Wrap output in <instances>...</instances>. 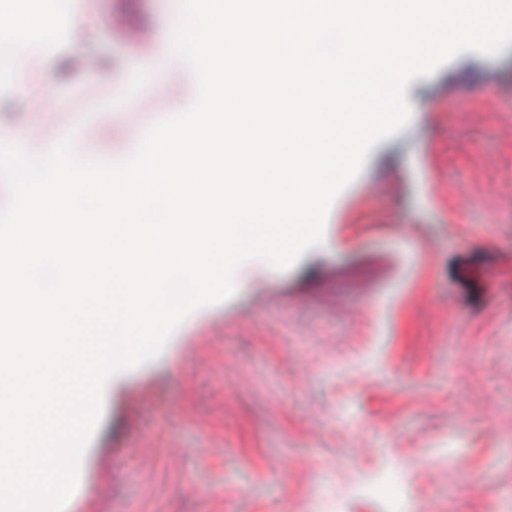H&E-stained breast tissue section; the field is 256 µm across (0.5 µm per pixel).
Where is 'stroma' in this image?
Wrapping results in <instances>:
<instances>
[{
    "label": "stroma",
    "instance_id": "obj_1",
    "mask_svg": "<svg viewBox=\"0 0 512 512\" xmlns=\"http://www.w3.org/2000/svg\"><path fill=\"white\" fill-rule=\"evenodd\" d=\"M122 0H82L41 90L52 116L0 118V142L96 128L130 138L161 81L180 0H138L153 58L116 34ZM512 43L466 51L406 90L408 125L369 151L322 245L252 259L223 302L185 318L154 361L114 375L63 512H512Z\"/></svg>",
    "mask_w": 512,
    "mask_h": 512
}]
</instances>
